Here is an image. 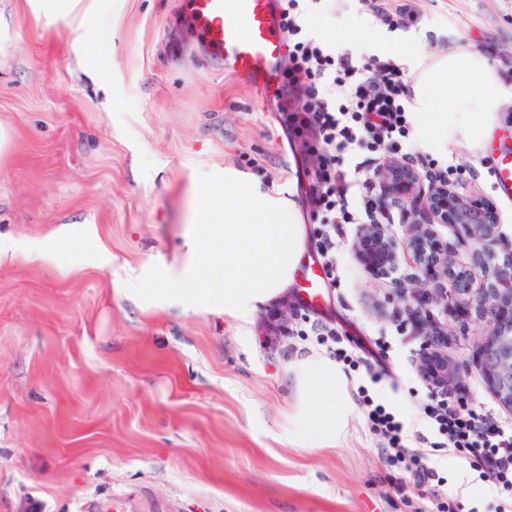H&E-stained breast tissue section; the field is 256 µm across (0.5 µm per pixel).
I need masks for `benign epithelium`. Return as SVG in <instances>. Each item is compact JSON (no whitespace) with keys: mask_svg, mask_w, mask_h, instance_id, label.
<instances>
[{"mask_svg":"<svg viewBox=\"0 0 512 512\" xmlns=\"http://www.w3.org/2000/svg\"><path fill=\"white\" fill-rule=\"evenodd\" d=\"M374 179L383 201L408 205L411 230L407 248L420 272L413 288L402 289V297L421 306L430 300L449 304L473 289L470 274L455 270L448 248L437 238L434 225L451 224L463 233L462 244L473 248L475 264L492 269L493 282L485 285L486 296L480 297L481 311L487 319L485 336L478 347L476 370L499 403L512 410V252L502 262L488 246L499 235L500 218L496 206L488 199L459 193L448 184L427 185L420 175L397 162H388ZM356 261L369 273L383 275L398 261V244L388 237L380 224H367L353 245ZM445 277L451 284L448 293L437 296L426 288L427 282ZM428 337L421 355V371L432 387H446L458 374L448 363V354L434 339L438 332L427 330Z\"/></svg>","mask_w":512,"mask_h":512,"instance_id":"obj_1","label":"benign epithelium"}]
</instances>
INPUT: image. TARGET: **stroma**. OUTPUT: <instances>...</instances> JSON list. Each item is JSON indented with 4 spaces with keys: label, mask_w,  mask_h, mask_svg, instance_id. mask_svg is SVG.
Here are the masks:
<instances>
[{
    "label": "stroma",
    "mask_w": 512,
    "mask_h": 512,
    "mask_svg": "<svg viewBox=\"0 0 512 512\" xmlns=\"http://www.w3.org/2000/svg\"><path fill=\"white\" fill-rule=\"evenodd\" d=\"M414 24L394 23L408 47L475 49L506 80L490 155L454 152L451 185L497 207V256L512 251V199L494 189V153L512 150V0H418ZM100 16L81 35L83 9ZM186 0H80L48 16L30 0H0V512H411L391 490L381 450L357 414L333 448L289 443L288 364L314 339L271 340L270 314L309 322L296 286L258 305L249 334L228 315L145 302L127 294V269L159 264L182 276L190 258L194 185L227 167L285 189L299 218L309 209L312 157L287 130L275 97L238 85L213 64L184 19ZM96 233L111 264H46L38 251L58 225ZM362 230L340 241L345 265L322 318L360 348L379 333L394 347L380 386L412 416L424 394L417 316L445 337L468 403L501 407L475 369L485 320L478 288L489 276L436 225L477 289L454 305L400 299L418 271L408 224L385 225L400 247L392 272L355 260ZM432 461L477 512L498 500L477 471L459 474L444 449Z\"/></svg>",
    "instance_id": "1"
}]
</instances>
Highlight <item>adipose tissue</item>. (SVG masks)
<instances>
[{"label": "adipose tissue", "mask_w": 512, "mask_h": 512, "mask_svg": "<svg viewBox=\"0 0 512 512\" xmlns=\"http://www.w3.org/2000/svg\"><path fill=\"white\" fill-rule=\"evenodd\" d=\"M410 119L417 150L435 156L451 149L482 152L489 141L506 88L501 77L476 50L459 47L441 54H416ZM49 262L80 260L93 254L99 265L108 259L90 235L71 225L56 228L40 245ZM291 401L288 439L301 448H332L347 437L357 414L350 382L326 354L304 353L288 365Z\"/></svg>", "instance_id": "ef3b65f1"}]
</instances>
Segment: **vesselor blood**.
I'll return each instance as SVG.
<instances>
[{
	"mask_svg": "<svg viewBox=\"0 0 512 512\" xmlns=\"http://www.w3.org/2000/svg\"><path fill=\"white\" fill-rule=\"evenodd\" d=\"M187 13L191 28L225 73L258 92L272 88L285 53L275 0H187ZM494 186L499 193L512 195L510 151L497 158ZM300 286L308 306L321 305L325 280L319 266L304 265Z\"/></svg>",
	"mask_w": 512,
	"mask_h": 512,
	"instance_id": "vessel-or-blood-1",
	"label": "vessel or blood"
}]
</instances>
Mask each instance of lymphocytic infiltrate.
<instances>
[{"mask_svg": "<svg viewBox=\"0 0 512 512\" xmlns=\"http://www.w3.org/2000/svg\"><path fill=\"white\" fill-rule=\"evenodd\" d=\"M286 37L283 72L302 107L283 100L281 110L295 135L318 157L309 173L311 237L328 276H335L338 243L348 224H389L367 176L379 154L402 153L413 141L410 121V77L394 57L368 58L337 50L311 30L310 0H278ZM310 335L345 371L364 370L358 396L369 432L382 449V461L393 472L392 486L403 490L412 480V512H464L448 495L445 478L430 464L432 451L446 446L467 462L500 500L497 512H512V422L494 411L468 405L467 389L448 395L428 389L418 426H411L389 402L372 390L384 374L357 352L327 322H311Z\"/></svg>", "mask_w": 512, "mask_h": 512, "instance_id": "lymphocytic-infiltrate-1", "label": "lymphocytic infiltrate"}]
</instances>
